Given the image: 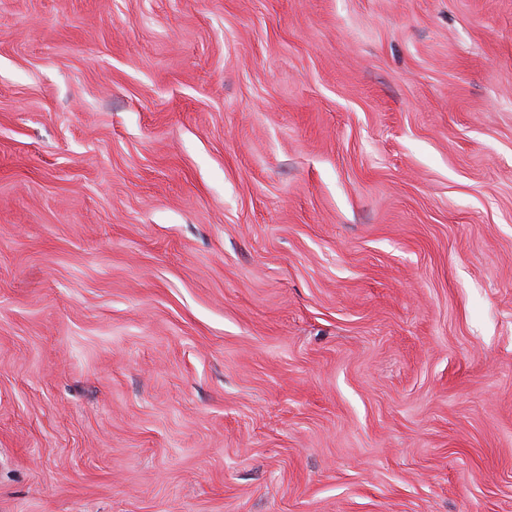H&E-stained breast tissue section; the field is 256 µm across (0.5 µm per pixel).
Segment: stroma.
<instances>
[{
  "mask_svg": "<svg viewBox=\"0 0 512 512\" xmlns=\"http://www.w3.org/2000/svg\"><path fill=\"white\" fill-rule=\"evenodd\" d=\"M0 512H512V0H0Z\"/></svg>",
  "mask_w": 512,
  "mask_h": 512,
  "instance_id": "obj_1",
  "label": "stroma"
}]
</instances>
